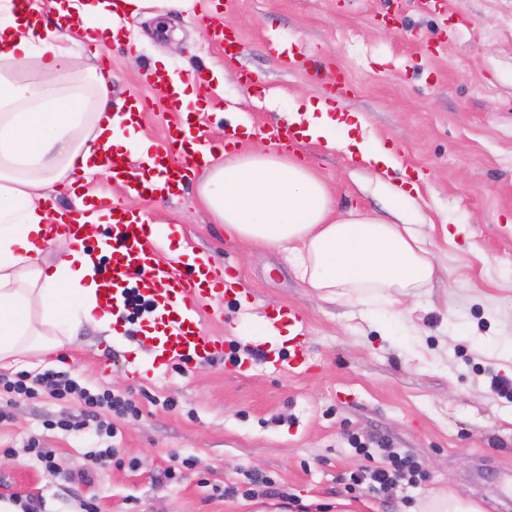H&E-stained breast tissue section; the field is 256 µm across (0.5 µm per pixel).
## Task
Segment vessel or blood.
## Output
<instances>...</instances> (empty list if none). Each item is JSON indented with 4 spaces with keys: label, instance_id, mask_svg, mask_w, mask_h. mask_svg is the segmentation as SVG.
Masks as SVG:
<instances>
[{
    "label": "vessel or blood",
    "instance_id": "obj_1",
    "mask_svg": "<svg viewBox=\"0 0 512 512\" xmlns=\"http://www.w3.org/2000/svg\"><path fill=\"white\" fill-rule=\"evenodd\" d=\"M270 51L283 65L304 66L310 63L308 52L282 47L271 43ZM149 85L154 97L138 93L130 94L131 112H144L151 102H158L163 109L176 112L182 101L178 92L165 76L151 74ZM267 136L278 146L289 147L303 142L306 127L292 124L288 127H267ZM199 148L194 152L172 149L162 144L149 162L133 165L125 158H107L105 169L113 179L125 185L126 200L122 203L99 198L96 207L109 211L112 222L108 226L107 244L112 250L109 269L103 274L102 291L113 309H121L126 290L136 286L138 294L150 304L155 331H143L139 344L150 351L159 362L212 361L221 357L224 343L221 339L207 335L201 323L192 316L184 315L183 306L194 299L223 297V289L214 285L216 270L209 260L194 258L195 271L192 278L185 279L161 264L154 251L155 226L148 224L143 215L137 214L133 204L140 200L165 199L174 188L187 177L191 170L199 167L202 160L200 147L205 144L203 134L193 136ZM280 323L288 325L293 335L288 340V365L299 368L308 364L310 355L305 334V316L296 307L280 309Z\"/></svg>",
    "mask_w": 512,
    "mask_h": 512
}]
</instances>
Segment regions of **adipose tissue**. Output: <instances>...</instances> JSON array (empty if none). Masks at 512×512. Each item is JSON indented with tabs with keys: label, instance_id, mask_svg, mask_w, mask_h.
<instances>
[{
	"label": "adipose tissue",
	"instance_id": "1",
	"mask_svg": "<svg viewBox=\"0 0 512 512\" xmlns=\"http://www.w3.org/2000/svg\"><path fill=\"white\" fill-rule=\"evenodd\" d=\"M196 0H0V362L45 357L69 342L76 323L111 330L115 318L101 291L98 257L83 238L66 241L55 266L40 259L52 246L49 225L64 223L48 189L71 174L102 173L99 148L148 157L152 143L125 131L126 101L111 79L81 68L86 43L117 38L123 19L192 13ZM36 62L40 79L13 77ZM290 119L308 121L312 141L366 164L396 211L414 195L389 183L391 149L357 136L327 100L295 104ZM198 185L204 207L231 236L284 252L298 277L324 300L364 302L370 292L407 295L434 275L429 251L409 223L350 209L312 170L285 152L248 146L224 161L207 157Z\"/></svg>",
	"mask_w": 512,
	"mask_h": 512
}]
</instances>
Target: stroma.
Segmentation results:
<instances>
[{
	"instance_id": "obj_1",
	"label": "stroma",
	"mask_w": 512,
	"mask_h": 512,
	"mask_svg": "<svg viewBox=\"0 0 512 512\" xmlns=\"http://www.w3.org/2000/svg\"><path fill=\"white\" fill-rule=\"evenodd\" d=\"M199 0L191 16L139 17L103 46L112 95L125 98L145 67L165 57L174 75L202 69L223 80L195 123L216 147L234 134L224 113L242 98L255 129L286 125L294 100L330 97L337 71L350 91L339 101L361 114L367 136L415 174L422 197L416 232L433 255L429 288L400 304L320 300L284 255L230 238L185 182L177 197L137 204L149 223L171 227L163 250L179 248L223 265L237 282L223 313L192 306L212 336L251 349L274 309L306 317L311 361L273 369L247 357L246 371L225 360L157 365L139 346L147 315L124 312L123 338L83 326L56 354L53 370L80 386L135 392L140 414L118 422L119 463L97 466L87 453L100 440L77 403L20 400L0 423V503L12 512H292L319 500L324 512L350 500L353 512H410L417 503L459 493L487 512H512V0ZM238 32L236 60L205 29L212 16ZM305 48L320 72L272 58L268 38ZM250 71L255 84L245 83ZM277 91L268 99L269 91ZM340 207L385 213L389 200L371 171L315 142L297 148ZM105 194L109 177H77L55 196L65 212ZM70 419L74 428H58ZM410 456L427 479L398 482L376 495L348 490L351 474L376 465L350 438ZM55 449L56 470L26 454L28 440ZM195 460L180 481L165 473ZM266 476L250 483L248 476Z\"/></svg>"
}]
</instances>
